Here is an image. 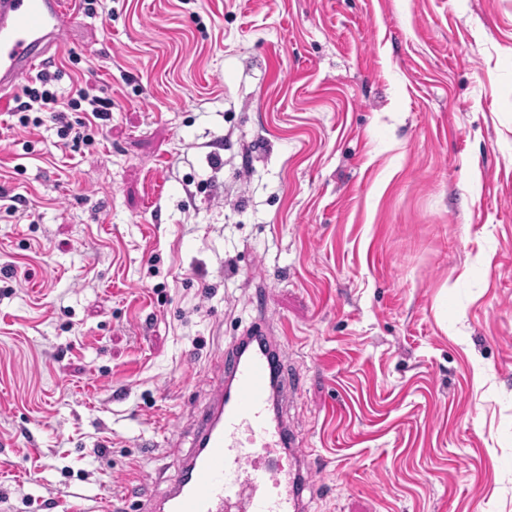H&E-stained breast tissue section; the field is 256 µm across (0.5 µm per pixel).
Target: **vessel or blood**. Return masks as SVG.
Instances as JSON below:
<instances>
[{
    "instance_id": "vessel-or-blood-1",
    "label": "vessel or blood",
    "mask_w": 512,
    "mask_h": 512,
    "mask_svg": "<svg viewBox=\"0 0 512 512\" xmlns=\"http://www.w3.org/2000/svg\"><path fill=\"white\" fill-rule=\"evenodd\" d=\"M64 0H0V112L68 42ZM193 445L163 496L138 512H311V456L291 409L297 370L266 318L219 350Z\"/></svg>"
}]
</instances>
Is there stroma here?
<instances>
[{
	"mask_svg": "<svg viewBox=\"0 0 512 512\" xmlns=\"http://www.w3.org/2000/svg\"><path fill=\"white\" fill-rule=\"evenodd\" d=\"M71 8L93 145L0 112V512L160 494L260 317L312 512H512V0Z\"/></svg>",
	"mask_w": 512,
	"mask_h": 512,
	"instance_id": "stroma-1",
	"label": "stroma"
}]
</instances>
